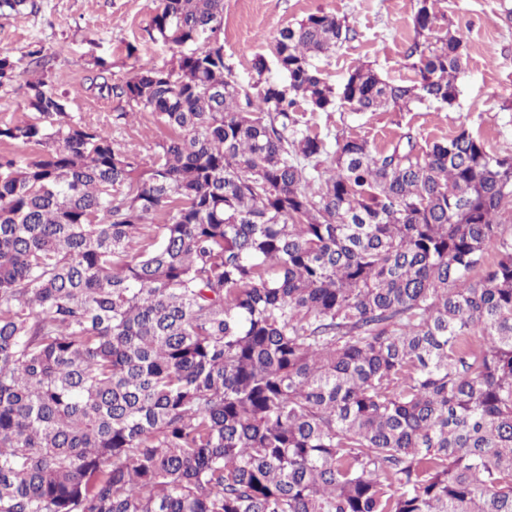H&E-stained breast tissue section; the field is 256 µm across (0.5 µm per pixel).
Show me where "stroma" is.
Returning <instances> with one entry per match:
<instances>
[{
  "mask_svg": "<svg viewBox=\"0 0 512 512\" xmlns=\"http://www.w3.org/2000/svg\"><path fill=\"white\" fill-rule=\"evenodd\" d=\"M36 12L0 15V50L20 65L0 88V122L27 118L26 84L36 75L29 52L41 47L52 87L67 96L74 116L107 128L138 153L151 154L167 134L151 112L114 122L119 99L91 88L92 62L104 59L110 83H122L132 66L170 65L174 51L151 36L153 0H36ZM441 27L459 32L467 47L460 96L451 106H415L401 112H306L310 127L331 135L363 138L382 148L402 135L420 148L467 129L487 151L512 155V0H436ZM322 11L345 19L355 32L316 64L333 84L361 64L386 79L412 78L406 51L414 38L416 0H224V60L237 84L250 89L256 57L272 59L280 29Z\"/></svg>",
  "mask_w": 512,
  "mask_h": 512,
  "instance_id": "35a3bbf8",
  "label": "stroma"
}]
</instances>
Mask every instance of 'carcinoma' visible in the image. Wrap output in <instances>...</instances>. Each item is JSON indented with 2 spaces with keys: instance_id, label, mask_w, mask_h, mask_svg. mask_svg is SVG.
Returning <instances> with one entry per match:
<instances>
[{
  "instance_id": "obj_1",
  "label": "carcinoma",
  "mask_w": 512,
  "mask_h": 512,
  "mask_svg": "<svg viewBox=\"0 0 512 512\" xmlns=\"http://www.w3.org/2000/svg\"><path fill=\"white\" fill-rule=\"evenodd\" d=\"M155 2L171 67L92 78L169 131L148 158L43 77L0 123V512H512V156L300 112L452 106L463 39L417 0L414 80L333 85L351 29L316 12L247 91L224 0Z\"/></svg>"
}]
</instances>
